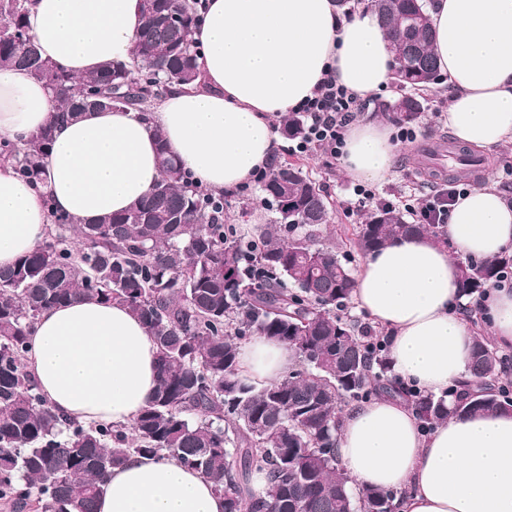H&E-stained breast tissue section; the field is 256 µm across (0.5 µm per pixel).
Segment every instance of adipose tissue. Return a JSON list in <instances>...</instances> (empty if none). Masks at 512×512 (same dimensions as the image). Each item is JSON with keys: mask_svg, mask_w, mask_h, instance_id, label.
<instances>
[{"mask_svg": "<svg viewBox=\"0 0 512 512\" xmlns=\"http://www.w3.org/2000/svg\"><path fill=\"white\" fill-rule=\"evenodd\" d=\"M139 0H32L28 30L44 58L75 76L129 60ZM434 52L454 92L445 122L468 146L512 141V0H434ZM202 85L176 90L141 114L85 113L56 126L40 175L0 163V269L38 249L59 212L83 224L126 210L160 178L159 144L215 192L231 193L278 151L274 123L311 97L327 70L364 97L387 87L395 57L373 9L333 0H207L192 33ZM55 101L22 70L0 72V143L51 124ZM53 124V123H52ZM389 126L370 118L345 136L342 169L363 181L392 171ZM512 253V205L491 186L455 203L443 240L398 236L355 275L358 307L386 330L397 380L435 395L470 378L474 330L459 265ZM500 351H512V288L480 300ZM31 369L50 406L90 422L131 424L157 386L156 349L118 303L86 300L43 312ZM288 347L264 336L241 349L240 369L266 383L291 367ZM336 452L358 487L401 491L398 512H512V412L453 416L424 434L413 410L383 397L347 410ZM97 512H224L199 472L175 460L132 457L102 487Z\"/></svg>", "mask_w": 512, "mask_h": 512, "instance_id": "adipose-tissue-1", "label": "adipose tissue"}]
</instances>
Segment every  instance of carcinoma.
Listing matches in <instances>:
<instances>
[{
	"mask_svg": "<svg viewBox=\"0 0 512 512\" xmlns=\"http://www.w3.org/2000/svg\"><path fill=\"white\" fill-rule=\"evenodd\" d=\"M28 2L0 0V71L23 68L44 82L58 120L114 107L143 112L198 78L197 0H141L130 62L79 79L39 55L25 24ZM371 6L397 59L398 96L384 115L414 123L424 112L417 92L441 80L428 0ZM303 129L296 112L282 119L287 139ZM52 137L49 124L0 153L33 179ZM159 154L161 178L144 199L95 224L53 212L42 246L0 269V501L12 512H95L107 477L134 455L200 472L224 496V512H393L390 491L348 490L336 455L343 405L399 396L425 429L452 415L512 411L503 357L484 336L473 340L474 387L451 404L389 378L384 339L370 327L356 331L344 313L354 274L323 235L332 208L300 165L272 166L259 191L276 223L243 240L215 220L224 195L192 181L162 143ZM441 233L378 207L353 245L368 254L397 236ZM510 267L512 254L462 263L460 295L484 292ZM84 299L127 305L155 345L158 384L129 427L56 412L29 370L37 317ZM257 334L292 351L294 363L276 383L239 371L240 346ZM256 473L267 481L262 494L251 489Z\"/></svg>",
	"mask_w": 512,
	"mask_h": 512,
	"instance_id": "cac0c4a2",
	"label": "carcinoma"
}]
</instances>
